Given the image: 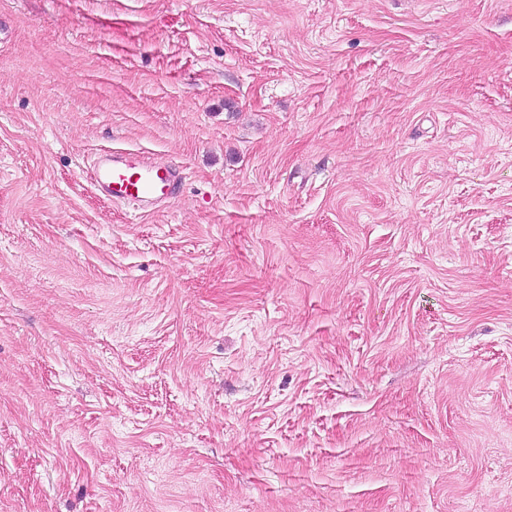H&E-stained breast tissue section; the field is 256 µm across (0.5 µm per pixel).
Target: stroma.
<instances>
[{
	"instance_id": "1",
	"label": "stroma",
	"mask_w": 512,
	"mask_h": 512,
	"mask_svg": "<svg viewBox=\"0 0 512 512\" xmlns=\"http://www.w3.org/2000/svg\"><path fill=\"white\" fill-rule=\"evenodd\" d=\"M0 15V512H512V0ZM182 170L176 163L138 153L107 150L94 160L91 183L106 199L146 213L180 191Z\"/></svg>"
}]
</instances>
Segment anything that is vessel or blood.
<instances>
[{
	"instance_id": "vessel-or-blood-1",
	"label": "vessel or blood",
	"mask_w": 512,
	"mask_h": 512,
	"mask_svg": "<svg viewBox=\"0 0 512 512\" xmlns=\"http://www.w3.org/2000/svg\"><path fill=\"white\" fill-rule=\"evenodd\" d=\"M181 180L180 166L170 160L116 150L100 153L91 172L96 192L139 213L176 197Z\"/></svg>"
}]
</instances>
